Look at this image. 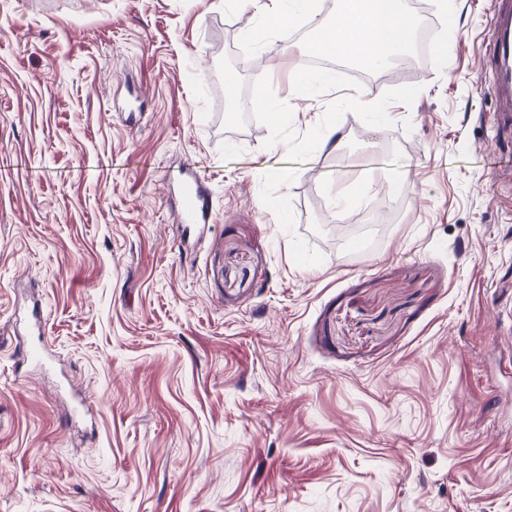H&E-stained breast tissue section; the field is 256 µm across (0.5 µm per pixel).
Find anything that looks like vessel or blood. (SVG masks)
<instances>
[{"mask_svg": "<svg viewBox=\"0 0 512 512\" xmlns=\"http://www.w3.org/2000/svg\"><path fill=\"white\" fill-rule=\"evenodd\" d=\"M492 41L483 66L492 77L497 101L496 121L499 127L512 129V0H493L490 19ZM168 195L178 223L197 232L211 227V191L191 168L172 175Z\"/></svg>", "mask_w": 512, "mask_h": 512, "instance_id": "1", "label": "vessel or blood"}]
</instances>
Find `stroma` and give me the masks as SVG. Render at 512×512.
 Segmentation results:
<instances>
[{"mask_svg":"<svg viewBox=\"0 0 512 512\" xmlns=\"http://www.w3.org/2000/svg\"><path fill=\"white\" fill-rule=\"evenodd\" d=\"M335 7L257 43L246 0H0V512H512L492 0H423L420 55L359 93L413 105L291 162L250 85L299 139L350 97L288 78ZM186 163L213 192L187 252Z\"/></svg>","mask_w":512,"mask_h":512,"instance_id":"obj_1","label":"stroma"}]
</instances>
